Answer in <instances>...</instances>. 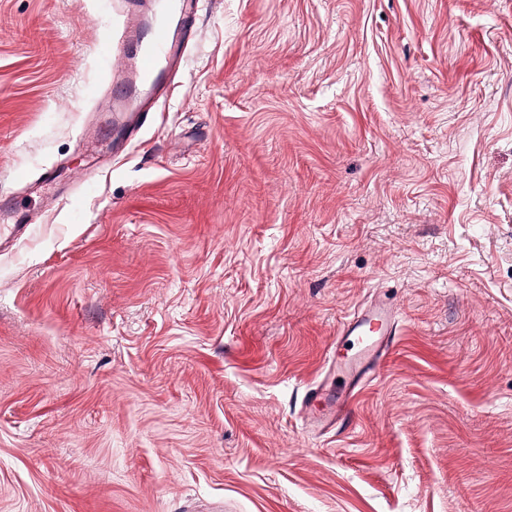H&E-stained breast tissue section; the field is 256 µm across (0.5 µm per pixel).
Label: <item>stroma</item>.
Instances as JSON below:
<instances>
[{
  "label": "stroma",
  "mask_w": 512,
  "mask_h": 512,
  "mask_svg": "<svg viewBox=\"0 0 512 512\" xmlns=\"http://www.w3.org/2000/svg\"><path fill=\"white\" fill-rule=\"evenodd\" d=\"M118 2L0 0V512H512V0H204L131 138ZM397 310L388 303L370 306L347 318L336 344V382L344 376H356L377 354L389 349L397 329ZM341 347L343 353H337Z\"/></svg>",
  "instance_id": "stroma-1"
}]
</instances>
